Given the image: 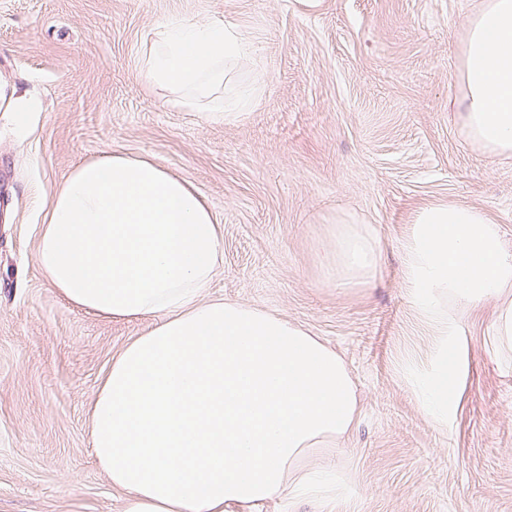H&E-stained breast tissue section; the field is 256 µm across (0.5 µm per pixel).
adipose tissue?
Listing matches in <instances>:
<instances>
[{"label":"adipose tissue","instance_id":"obj_1","mask_svg":"<svg viewBox=\"0 0 512 512\" xmlns=\"http://www.w3.org/2000/svg\"><path fill=\"white\" fill-rule=\"evenodd\" d=\"M250 40L216 21L168 19L139 62L150 86L235 122L252 100L231 65ZM462 127L486 155H512V0H487L461 47ZM40 263L72 303L155 325L112 361L95 396L91 444L125 494L123 512H227L281 500L347 502L360 488L335 454L361 413L344 359L308 329L235 301L199 303L222 259L213 214L156 161L109 154L55 192ZM340 284L376 276L366 224L337 221L318 254Z\"/></svg>","mask_w":512,"mask_h":512}]
</instances>
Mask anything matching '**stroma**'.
<instances>
[{
    "mask_svg": "<svg viewBox=\"0 0 512 512\" xmlns=\"http://www.w3.org/2000/svg\"><path fill=\"white\" fill-rule=\"evenodd\" d=\"M483 2L0 0V512H122L91 447L93 401L154 322L71 303L38 256L55 190L109 153L160 163L211 208L224 256L204 299L269 309L345 359L361 414L336 464L362 493L332 512H512V356L490 359L492 307L462 318L447 428L403 378L432 339L401 279L415 212L478 208L512 251V156L476 150L461 124L459 47ZM170 18L253 43L242 119L186 111L141 79ZM340 212L381 247L375 278L351 290L318 261Z\"/></svg>",
    "mask_w": 512,
    "mask_h": 512,
    "instance_id": "1",
    "label": "stroma"
}]
</instances>
